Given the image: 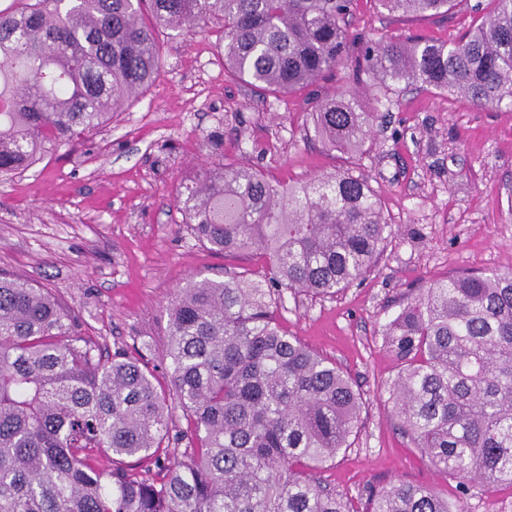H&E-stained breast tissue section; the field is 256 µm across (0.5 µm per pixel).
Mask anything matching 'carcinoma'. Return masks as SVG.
<instances>
[{"instance_id": "cac0c4a2", "label": "carcinoma", "mask_w": 512, "mask_h": 512, "mask_svg": "<svg viewBox=\"0 0 512 512\" xmlns=\"http://www.w3.org/2000/svg\"><path fill=\"white\" fill-rule=\"evenodd\" d=\"M455 0H377L426 15ZM354 0H12L0 9V175L106 124L161 68L158 29L223 28L224 68L259 95L339 69L352 81L512 102V0L476 5L456 42L350 34ZM315 135L349 157L381 119L353 90L313 101ZM210 249L267 273L189 280L166 308L162 361L112 356L50 289L0 273V512H355L312 472L351 447L362 398L336 362L288 333L286 297L333 296L365 279L389 224L349 170L283 188L220 157L176 188ZM400 371L397 426L456 481V500L398 482L363 512H464L512 487V270L435 282L387 324ZM186 430L170 437L172 401ZM185 448H179V443Z\"/></svg>"}]
</instances>
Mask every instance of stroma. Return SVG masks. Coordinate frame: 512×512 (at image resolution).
Returning a JSON list of instances; mask_svg holds the SVG:
<instances>
[{
    "label": "stroma",
    "mask_w": 512,
    "mask_h": 512,
    "mask_svg": "<svg viewBox=\"0 0 512 512\" xmlns=\"http://www.w3.org/2000/svg\"><path fill=\"white\" fill-rule=\"evenodd\" d=\"M477 2L416 17L357 0L352 31L449 43L477 22ZM219 37L215 27L160 30L154 84L108 125L0 177V270L51 289L107 349L160 351L177 286L264 272L255 256L213 252L190 234L175 202L181 181L219 153L284 186L348 166L380 198L384 249L365 280L331 297L287 298L278 312L288 332L350 375L363 401L351 448L314 476L359 508L368 490L398 481L455 497L454 482L394 424L389 387L399 365L384 327L434 282L512 270V106L363 81L362 105L384 120L346 162L311 123L313 95L344 89L343 73L259 102L225 70ZM214 133L224 138L218 151L208 145Z\"/></svg>",
    "instance_id": "35a3bbf8"
}]
</instances>
